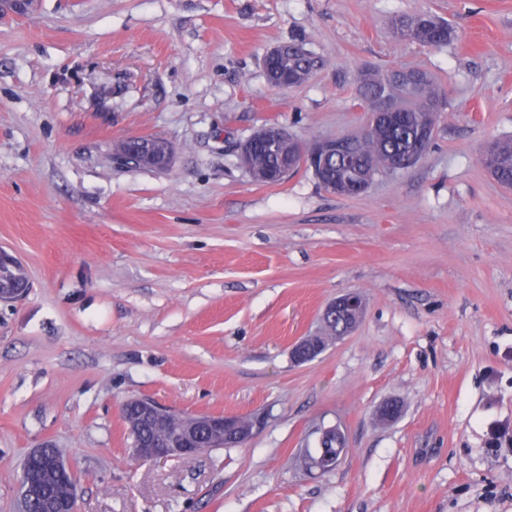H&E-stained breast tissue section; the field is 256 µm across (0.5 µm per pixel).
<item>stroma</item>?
<instances>
[{"mask_svg": "<svg viewBox=\"0 0 512 512\" xmlns=\"http://www.w3.org/2000/svg\"><path fill=\"white\" fill-rule=\"evenodd\" d=\"M429 13L456 37H393ZM298 43L320 63L271 85ZM433 75L447 101L415 166L340 196L312 171L253 181L238 145L359 131L363 69ZM136 135L171 168L120 166ZM512 0H38L0 20V247L32 287L0 303V512L46 443L79 512H512ZM363 317L318 357L337 296ZM257 415L245 445L139 460L119 404ZM400 405L387 424L385 402ZM339 426L335 470L301 471ZM493 165H487L494 179L505 187H512V141H499L491 146Z\"/></svg>", "mask_w": 512, "mask_h": 512, "instance_id": "1", "label": "stroma"}]
</instances>
